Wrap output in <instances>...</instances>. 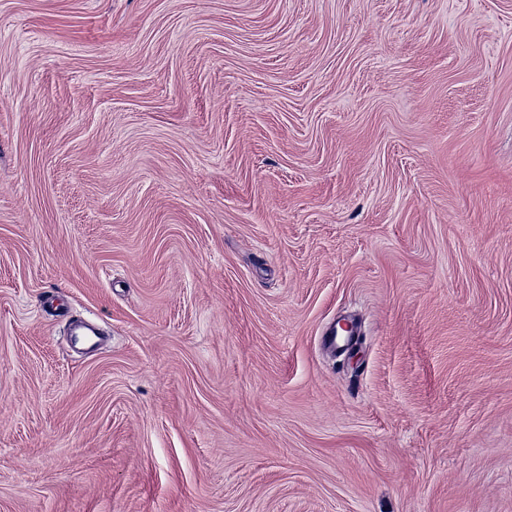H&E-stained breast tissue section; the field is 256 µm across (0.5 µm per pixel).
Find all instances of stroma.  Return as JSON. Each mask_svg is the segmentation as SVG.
Listing matches in <instances>:
<instances>
[{"label":"stroma","instance_id":"stroma-1","mask_svg":"<svg viewBox=\"0 0 512 512\" xmlns=\"http://www.w3.org/2000/svg\"><path fill=\"white\" fill-rule=\"evenodd\" d=\"M0 512H512V0H0Z\"/></svg>","mask_w":512,"mask_h":512}]
</instances>
